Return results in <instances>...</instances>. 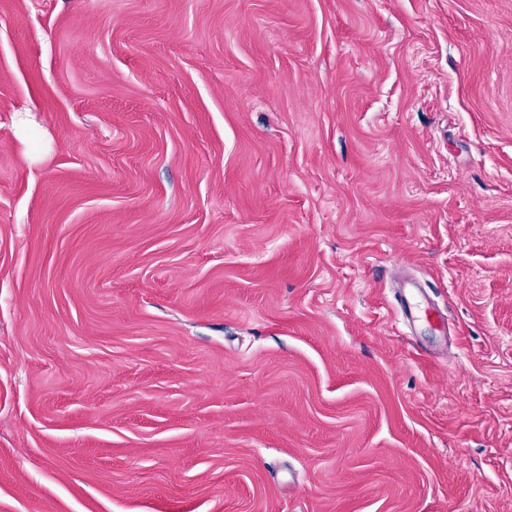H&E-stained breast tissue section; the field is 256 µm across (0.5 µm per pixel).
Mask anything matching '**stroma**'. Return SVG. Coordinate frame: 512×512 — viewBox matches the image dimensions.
Wrapping results in <instances>:
<instances>
[{
    "label": "stroma",
    "instance_id": "obj_1",
    "mask_svg": "<svg viewBox=\"0 0 512 512\" xmlns=\"http://www.w3.org/2000/svg\"><path fill=\"white\" fill-rule=\"evenodd\" d=\"M0 512H512V0H0ZM413 288H417L418 294H420L426 301L427 307L422 306L414 295L413 291H406V288H401L397 291V301L402 310V313L406 320L413 323L417 319L426 318L432 319L434 321H439V318L435 314V312L430 309V303L426 296L425 290L419 288L414 283L411 284Z\"/></svg>",
    "mask_w": 512,
    "mask_h": 512
}]
</instances>
